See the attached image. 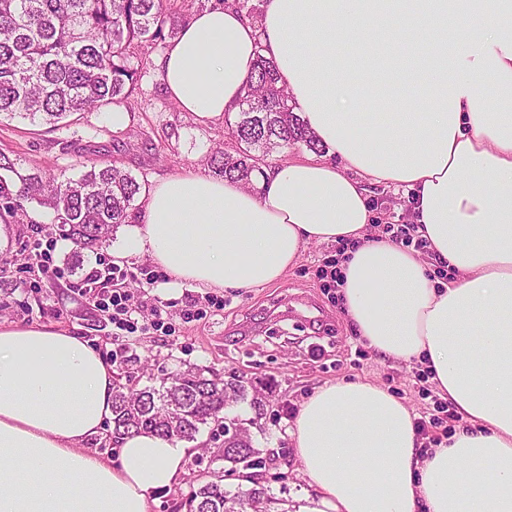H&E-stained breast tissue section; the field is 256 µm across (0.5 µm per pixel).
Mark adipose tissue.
I'll use <instances>...</instances> for the list:
<instances>
[{
    "label": "adipose tissue",
    "instance_id": "1",
    "mask_svg": "<svg viewBox=\"0 0 512 512\" xmlns=\"http://www.w3.org/2000/svg\"><path fill=\"white\" fill-rule=\"evenodd\" d=\"M270 59L325 152L253 187L192 171L143 192L116 262L143 256L170 290L279 282L312 243L342 246L340 313L381 358L428 371L458 424L431 446L377 383L300 403L290 446L313 512H512V0H263L258 20L196 13L159 61L199 121L238 103ZM385 86L378 111L352 76ZM413 193L418 252L373 239L372 184ZM116 370L83 337L0 323V512H152L187 472L185 441L92 443Z\"/></svg>",
    "mask_w": 512,
    "mask_h": 512
}]
</instances>
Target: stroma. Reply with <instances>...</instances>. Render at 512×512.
<instances>
[{
    "instance_id": "1",
    "label": "stroma",
    "mask_w": 512,
    "mask_h": 512,
    "mask_svg": "<svg viewBox=\"0 0 512 512\" xmlns=\"http://www.w3.org/2000/svg\"><path fill=\"white\" fill-rule=\"evenodd\" d=\"M168 45L163 39L143 49L138 86L116 106L75 114L54 127L21 119L0 122V152L16 160L23 174L73 177L83 165L107 163L130 171L147 186L183 170L208 173L206 152L229 142L228 130L225 122H202L175 108L158 66ZM116 109L124 114L118 127L112 124ZM369 195L378 223H409L407 188L373 185ZM24 208L27 215L19 221L0 220V259L7 262L4 277L12 287L11 293L0 292V322L48 325L83 337L104 357L119 353L122 375L139 388L189 366L234 374L256 386L262 412L241 401L226 413L251 422L261 465L250 475L283 512H306L315 499L288 435L295 410L315 389L364 379L404 400L415 417H422L429 404L415 369L382 360L362 345L324 288L317 270L335 255L336 244L307 245L296 266L270 287L223 292V307L210 309L205 319L180 323L175 335L135 333L117 339L107 316L74 294L67 281L46 278L38 288L20 289L24 268L34 259L33 227L57 238L58 265L85 272L91 259L87 252L74 257L70 241L58 235L52 210L29 202ZM32 212L39 215L38 224L28 222ZM198 439L186 476L172 490L157 494L152 512H186L193 487L228 470L223 437L205 429Z\"/></svg>"
}]
</instances>
